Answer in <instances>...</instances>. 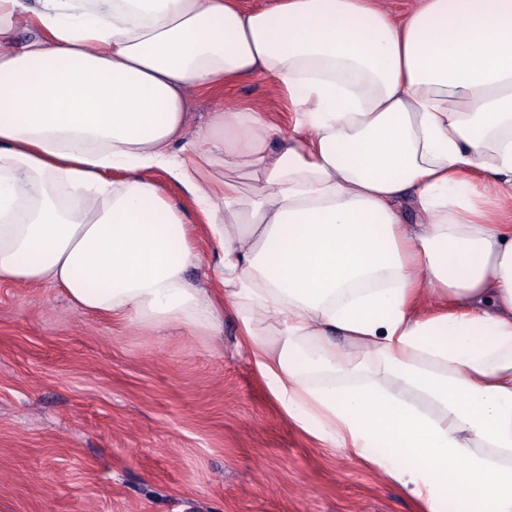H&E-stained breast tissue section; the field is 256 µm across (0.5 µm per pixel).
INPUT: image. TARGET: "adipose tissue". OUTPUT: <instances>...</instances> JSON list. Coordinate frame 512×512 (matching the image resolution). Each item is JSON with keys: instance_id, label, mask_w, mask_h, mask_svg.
Listing matches in <instances>:
<instances>
[{"instance_id": "1", "label": "adipose tissue", "mask_w": 512, "mask_h": 512, "mask_svg": "<svg viewBox=\"0 0 512 512\" xmlns=\"http://www.w3.org/2000/svg\"><path fill=\"white\" fill-rule=\"evenodd\" d=\"M243 77L292 134L218 111L173 154L188 91ZM0 282L192 331L232 308L303 429L420 512H512V0H0ZM148 176L162 184L166 188L170 200L187 213L188 223L191 224V234L197 250L206 263L214 264L217 260L219 246L210 238L205 221L198 213L192 196L171 181L170 177L162 170L151 171Z\"/></svg>"}]
</instances>
